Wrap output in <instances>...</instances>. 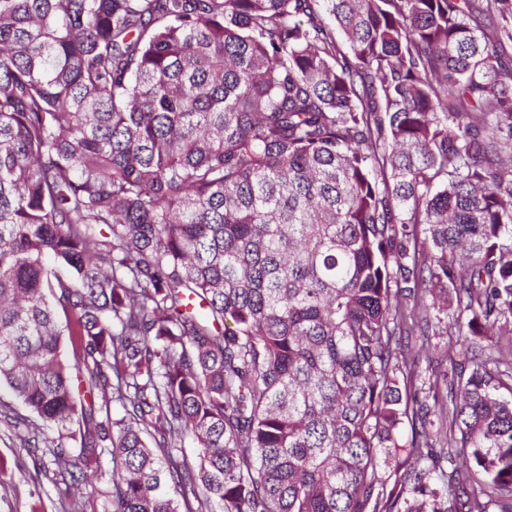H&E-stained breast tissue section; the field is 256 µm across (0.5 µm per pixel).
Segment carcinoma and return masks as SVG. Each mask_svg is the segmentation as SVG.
<instances>
[{"label": "carcinoma", "mask_w": 512, "mask_h": 512, "mask_svg": "<svg viewBox=\"0 0 512 512\" xmlns=\"http://www.w3.org/2000/svg\"><path fill=\"white\" fill-rule=\"evenodd\" d=\"M478 16L512 43V0H0L14 446L103 512H512V67ZM417 318L467 340L451 375ZM458 340V342H456ZM459 341L462 337L433 336L429 328V336H422L420 328L416 327L412 336H409L408 345L413 353L419 354L420 364L423 369L430 365L436 374L448 371L450 373L452 360H460L457 353L460 348Z\"/></svg>", "instance_id": "1"}]
</instances>
